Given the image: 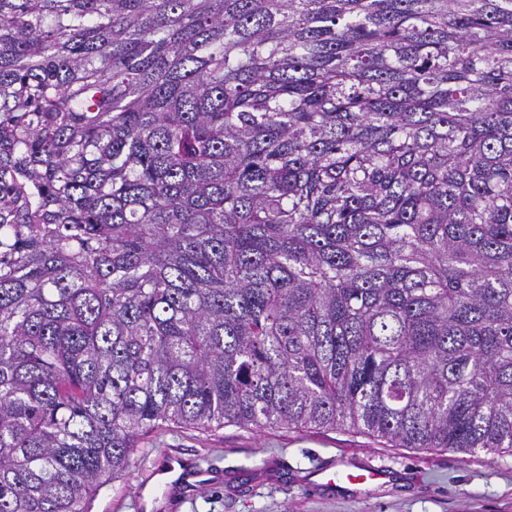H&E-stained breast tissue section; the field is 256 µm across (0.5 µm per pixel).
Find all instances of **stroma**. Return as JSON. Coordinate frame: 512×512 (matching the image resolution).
<instances>
[{
	"label": "stroma",
	"mask_w": 512,
	"mask_h": 512,
	"mask_svg": "<svg viewBox=\"0 0 512 512\" xmlns=\"http://www.w3.org/2000/svg\"><path fill=\"white\" fill-rule=\"evenodd\" d=\"M211 470L205 486L165 488L168 458ZM367 467L393 478L329 490L317 474ZM91 512H512V455L393 448L348 430L234 426L167 428L142 439L122 476L95 494Z\"/></svg>",
	"instance_id": "1"
}]
</instances>
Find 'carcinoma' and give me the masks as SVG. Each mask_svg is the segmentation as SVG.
<instances>
[{
	"label": "carcinoma",
	"instance_id": "cac0c4a2",
	"mask_svg": "<svg viewBox=\"0 0 512 512\" xmlns=\"http://www.w3.org/2000/svg\"><path fill=\"white\" fill-rule=\"evenodd\" d=\"M229 425L512 455V0H0V512Z\"/></svg>",
	"mask_w": 512,
	"mask_h": 512
}]
</instances>
